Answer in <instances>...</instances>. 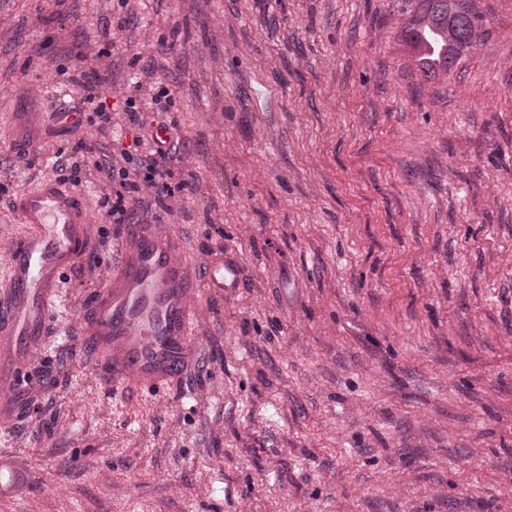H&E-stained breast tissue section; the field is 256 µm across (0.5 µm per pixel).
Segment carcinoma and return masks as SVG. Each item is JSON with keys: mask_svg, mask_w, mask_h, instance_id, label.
Listing matches in <instances>:
<instances>
[{"mask_svg": "<svg viewBox=\"0 0 512 512\" xmlns=\"http://www.w3.org/2000/svg\"><path fill=\"white\" fill-rule=\"evenodd\" d=\"M401 12L410 15L402 40L429 78L448 73L460 58L458 48L474 44L482 23L474 6L458 9L454 0H401Z\"/></svg>", "mask_w": 512, "mask_h": 512, "instance_id": "1", "label": "carcinoma"}]
</instances>
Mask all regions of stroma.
<instances>
[{
    "label": "stroma",
    "mask_w": 512,
    "mask_h": 512,
    "mask_svg": "<svg viewBox=\"0 0 512 512\" xmlns=\"http://www.w3.org/2000/svg\"><path fill=\"white\" fill-rule=\"evenodd\" d=\"M474 2L475 44L431 80L396 0H0V288L20 193L57 182L91 223L0 419L31 472L0 512H512V0ZM80 66L110 121L70 132ZM159 84L192 184L133 221L241 284L188 294L174 389H116L79 320L121 257L95 164Z\"/></svg>",
    "instance_id": "1"
}]
</instances>
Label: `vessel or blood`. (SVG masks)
Here are the masks:
<instances>
[{
    "label": "vessel or blood",
    "instance_id": "b4317fda",
    "mask_svg": "<svg viewBox=\"0 0 512 512\" xmlns=\"http://www.w3.org/2000/svg\"><path fill=\"white\" fill-rule=\"evenodd\" d=\"M27 231L16 243L8 285L0 292V377L15 404L28 397L27 364L41 342L62 275L90 247L88 216L75 194L53 182L14 201ZM177 239L156 225L131 224L108 288L82 314L86 342L113 386L175 387L192 364L197 316L186 302L192 272L175 259ZM234 262L208 264L205 287H237ZM29 482L23 460L0 454V498L12 499Z\"/></svg>",
    "mask_w": 512,
    "mask_h": 512
}]
</instances>
